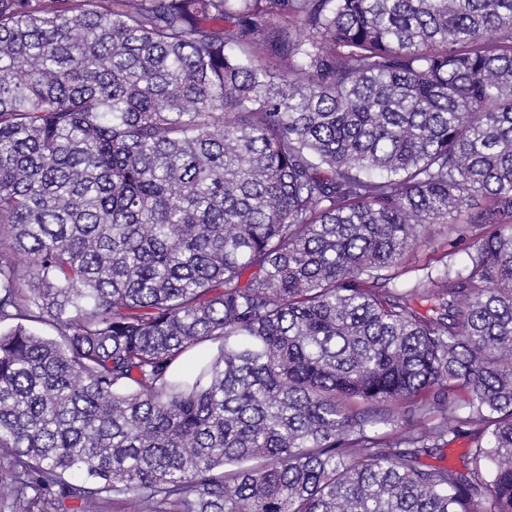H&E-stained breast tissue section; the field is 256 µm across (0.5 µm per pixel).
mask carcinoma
<instances>
[{
    "label": "carcinoma",
    "mask_w": 512,
    "mask_h": 512,
    "mask_svg": "<svg viewBox=\"0 0 512 512\" xmlns=\"http://www.w3.org/2000/svg\"><path fill=\"white\" fill-rule=\"evenodd\" d=\"M0 458L10 512H512V0H0ZM448 228L446 224H432L428 239L420 241L409 260L395 269L397 283L401 288H410L428 271V263L434 266V259L448 251ZM452 434L446 437L449 441L448 445H444L443 441L436 442L441 447L431 456H423L421 461L428 466H451L459 471H466L465 465L470 462L469 451L474 447V440L468 435H462L450 441Z\"/></svg>",
    "instance_id": "cac0c4a2"
}]
</instances>
